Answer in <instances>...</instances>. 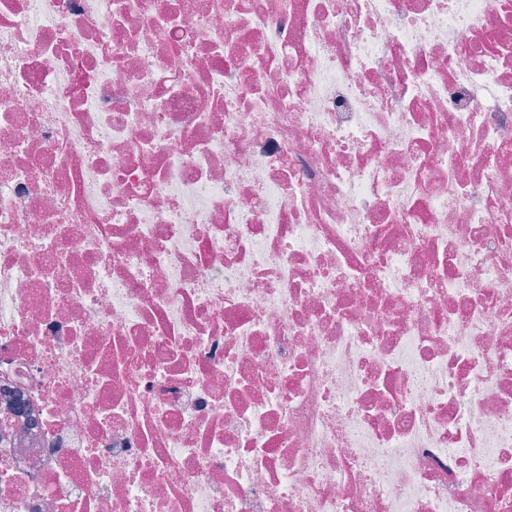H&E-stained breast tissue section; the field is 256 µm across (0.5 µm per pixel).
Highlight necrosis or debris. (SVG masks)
Segmentation results:
<instances>
[{"instance_id": "4bbe7bcc", "label": "necrosis or debris", "mask_w": 512, "mask_h": 512, "mask_svg": "<svg viewBox=\"0 0 512 512\" xmlns=\"http://www.w3.org/2000/svg\"><path fill=\"white\" fill-rule=\"evenodd\" d=\"M0 512H512V0H0Z\"/></svg>"}]
</instances>
